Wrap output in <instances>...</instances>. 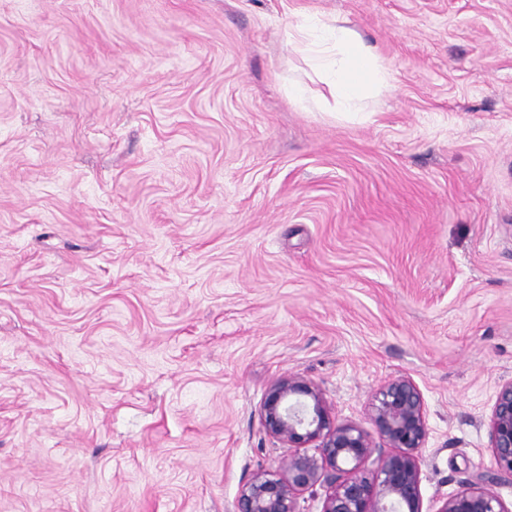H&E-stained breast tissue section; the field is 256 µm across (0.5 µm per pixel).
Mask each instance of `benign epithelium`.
I'll return each mask as SVG.
<instances>
[{
  "label": "benign epithelium",
  "mask_w": 512,
  "mask_h": 512,
  "mask_svg": "<svg viewBox=\"0 0 512 512\" xmlns=\"http://www.w3.org/2000/svg\"><path fill=\"white\" fill-rule=\"evenodd\" d=\"M372 430L336 420L313 382L290 375L268 388L266 432L291 449L283 469L257 472L242 485L234 512H296L298 496L321 485V512H425L421 457L428 411L408 376L385 381L368 407ZM496 477H512V382L501 385L488 422ZM467 482L434 512H512L490 488Z\"/></svg>",
  "instance_id": "benign-epithelium-1"
}]
</instances>
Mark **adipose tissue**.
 <instances>
[{"instance_id":"ef3b65f1","label":"adipose tissue","mask_w":512,"mask_h":512,"mask_svg":"<svg viewBox=\"0 0 512 512\" xmlns=\"http://www.w3.org/2000/svg\"><path fill=\"white\" fill-rule=\"evenodd\" d=\"M286 41L325 78L340 111H362L366 93L389 84V73L379 63L374 47L339 21L303 18L289 24Z\"/></svg>"}]
</instances>
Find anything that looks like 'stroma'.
Here are the masks:
<instances>
[{"instance_id": "1", "label": "stroma", "mask_w": 512, "mask_h": 512, "mask_svg": "<svg viewBox=\"0 0 512 512\" xmlns=\"http://www.w3.org/2000/svg\"><path fill=\"white\" fill-rule=\"evenodd\" d=\"M304 16L375 47L365 111ZM289 374L362 425L416 382L426 512L494 468L512 0H0V512H232ZM288 47L305 55L333 90L341 112H362L365 94L387 88L389 73L375 48L341 22L306 17L289 23Z\"/></svg>"}]
</instances>
